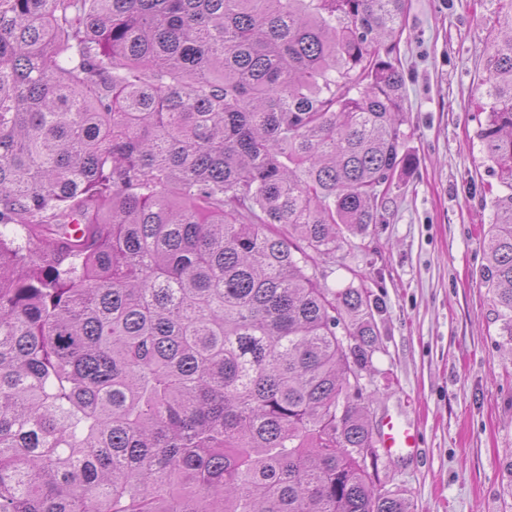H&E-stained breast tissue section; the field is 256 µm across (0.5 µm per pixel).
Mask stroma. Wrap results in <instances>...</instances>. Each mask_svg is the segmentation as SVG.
I'll return each mask as SVG.
<instances>
[{"instance_id":"obj_1","label":"stroma","mask_w":512,"mask_h":512,"mask_svg":"<svg viewBox=\"0 0 512 512\" xmlns=\"http://www.w3.org/2000/svg\"><path fill=\"white\" fill-rule=\"evenodd\" d=\"M495 0H409L395 39L404 69L403 152L382 221L314 272L370 295L378 344L362 373L368 419L414 422L408 457L380 456V491L409 512H512V352L481 280L496 184L476 137L477 87L502 37Z\"/></svg>"}]
</instances>
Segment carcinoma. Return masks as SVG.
I'll return each instance as SVG.
<instances>
[{
	"mask_svg": "<svg viewBox=\"0 0 512 512\" xmlns=\"http://www.w3.org/2000/svg\"><path fill=\"white\" fill-rule=\"evenodd\" d=\"M407 0H0V512H408L375 488L368 291ZM478 138L512 346V0Z\"/></svg>",
	"mask_w": 512,
	"mask_h": 512,
	"instance_id": "carcinoma-1",
	"label": "carcinoma"
}]
</instances>
